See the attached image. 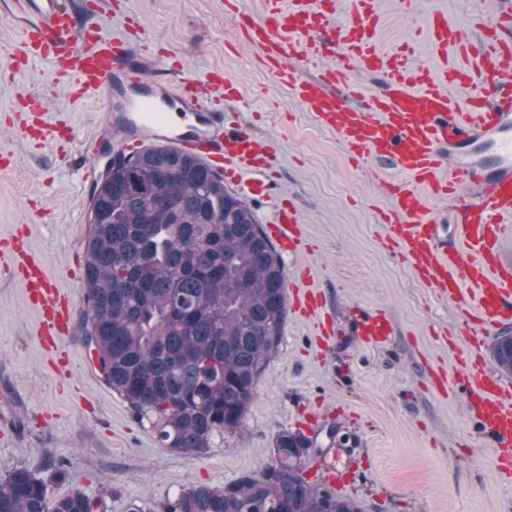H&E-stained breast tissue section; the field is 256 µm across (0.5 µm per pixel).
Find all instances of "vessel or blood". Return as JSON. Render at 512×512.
Listing matches in <instances>:
<instances>
[{
  "label": "vessel or blood",
  "mask_w": 512,
  "mask_h": 512,
  "mask_svg": "<svg viewBox=\"0 0 512 512\" xmlns=\"http://www.w3.org/2000/svg\"><path fill=\"white\" fill-rule=\"evenodd\" d=\"M262 17L249 20L250 41L274 65L276 75L290 83L298 101L321 124L336 132L350 159L391 160L410 182H396L389 191L393 206L382 217L389 240L418 278L455 302L465 321H476L489 334L512 321V267L499 258L502 240L512 234V43L499 37L512 27V0H498V23L486 26L482 53L470 55L468 41L446 20L437 19L430 38L440 49L468 56L457 77L484 76L504 89L495 101L471 100L455 107L448 95V75L411 69L405 58L383 55L372 42L379 17L369 0H358L349 24L337 25L335 0H266ZM20 21L19 36L0 49V58L20 60L25 69L46 65L55 81L76 86L78 93L121 98L122 118L112 123V147L133 153L148 143H161L194 155L212 171L230 177L251 194L269 189L262 173L268 148L247 131L225 125L220 104L236 92L224 76L196 75L167 69L154 82L143 78L150 64L133 41L108 37L91 17H79L62 0H11ZM342 56L359 69L382 75L384 88L363 98L343 67H321L315 77L295 80L291 63L319 62ZM27 117L17 127L20 138L53 135L42 98L27 97ZM447 178H439L440 168ZM451 196L460 220L462 249L445 248L429 215L422 187ZM282 251H296L300 226L291 206H282L277 223L268 225ZM22 275L30 302L40 311V340L56 347L67 336L71 304L40 263L24 246L10 254ZM309 269L297 274L292 306L302 315L320 312L319 293L308 289ZM389 320L365 316L357 334L366 342L387 340ZM463 380L478 427L503 454L502 472L512 475V393L502 379L488 377L480 356H467Z\"/></svg>",
  "instance_id": "b4317fda"
}]
</instances>
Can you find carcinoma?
<instances>
[{"label": "carcinoma", "instance_id": "obj_1", "mask_svg": "<svg viewBox=\"0 0 512 512\" xmlns=\"http://www.w3.org/2000/svg\"><path fill=\"white\" fill-rule=\"evenodd\" d=\"M91 190L85 238L84 341L105 382L160 442L204 453L240 429L254 385L282 341L285 271L249 204L197 157L157 145ZM490 355L512 374V335ZM314 447L275 440L274 466L222 486H190L130 512H361L305 477ZM77 486L51 498L25 467L0 477V512H94Z\"/></svg>", "mask_w": 512, "mask_h": 512}]
</instances>
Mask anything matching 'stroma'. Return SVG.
<instances>
[{
	"label": "stroma",
	"instance_id": "35a3bbf8",
	"mask_svg": "<svg viewBox=\"0 0 512 512\" xmlns=\"http://www.w3.org/2000/svg\"><path fill=\"white\" fill-rule=\"evenodd\" d=\"M97 2L108 36L148 32L147 51L162 65L223 72L238 90L232 118L276 153L279 177L268 196L250 200L258 224L280 199L292 202L303 236L283 255L286 278L310 268L326 306L325 329L287 312L282 343L259 377L241 431L203 454L162 447L109 388L82 337L84 242L89 184L66 141L19 140L12 107L40 94L49 122L81 140L109 132L104 102L46 81L44 67L20 74L0 60V239H26L30 253L73 303L70 333L58 352L43 350L39 315L12 271L0 266V476L25 467L60 497L79 486L95 512H129L191 485L221 486L272 461L275 439L302 431L318 452L306 476L326 480L340 460L343 496L362 512H512V478L498 471L493 439L469 414L461 383L468 347L455 305L412 272L380 218L386 186L404 180L392 161L353 164L274 75L237 26L238 11L260 14L263 0H64L81 11ZM379 48L406 55L419 69L445 66L429 39L434 15L481 50L478 27L495 16L492 0H376ZM385 313L390 338L364 343L356 323ZM65 463L70 479L57 476Z\"/></svg>",
	"mask_w": 512,
	"mask_h": 512
}]
</instances>
